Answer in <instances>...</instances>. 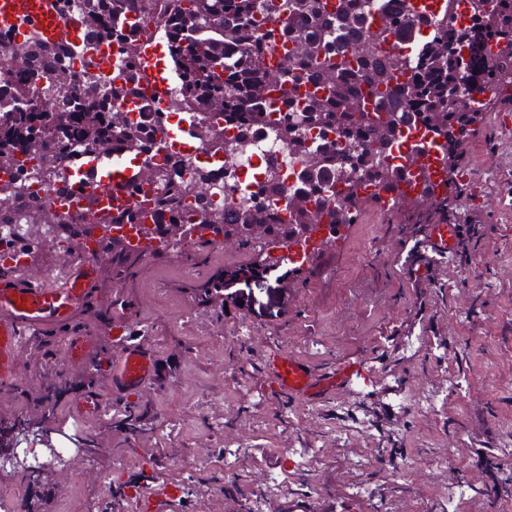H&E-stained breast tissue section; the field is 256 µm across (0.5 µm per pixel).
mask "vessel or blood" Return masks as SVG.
<instances>
[{
	"label": "vessel or blood",
	"instance_id": "obj_1",
	"mask_svg": "<svg viewBox=\"0 0 512 512\" xmlns=\"http://www.w3.org/2000/svg\"><path fill=\"white\" fill-rule=\"evenodd\" d=\"M29 13L42 25L52 40H76L74 27L59 19L55 0H0V21L9 22L13 16ZM402 145L409 153L418 155L413 170L421 185L437 189L435 168L445 161L442 139L430 134L405 135ZM458 227L454 224H435L430 228V243L440 253L452 250ZM111 227L96 225L90 234L91 242L83 246L82 258L72 265L65 281L46 286L35 278L0 277V386L19 384L20 353L28 332L56 328L61 330L59 344L69 364L84 363L102 344L99 335L71 332L70 326L77 311L88 305L95 294L99 274L97 244L110 237ZM269 369L275 387L287 390L302 403L316 401L352 373L351 367L319 376L291 354H270ZM153 373L152 360L137 339H129L122 354L111 361L108 383L113 393L124 395L145 388Z\"/></svg>",
	"mask_w": 512,
	"mask_h": 512
}]
</instances>
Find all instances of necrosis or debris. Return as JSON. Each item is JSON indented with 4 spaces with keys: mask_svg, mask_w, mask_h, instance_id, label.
Here are the masks:
<instances>
[{
    "mask_svg": "<svg viewBox=\"0 0 512 512\" xmlns=\"http://www.w3.org/2000/svg\"><path fill=\"white\" fill-rule=\"evenodd\" d=\"M35 18L19 17L8 24L0 23V61L9 62L17 49L42 39ZM63 59L71 84L82 85L102 74L114 83L135 77L130 68L126 47L102 40L87 51L75 44L65 46ZM184 81L168 74L163 95L143 93L121 106L127 120L134 125L149 126L151 141L147 150L130 155L120 142H113L107 152H99L83 142H70L58 167L42 164L39 155L25 145H16L11 158H0V264L7 271L20 273L27 265L29 246L26 242L30 223L26 202L45 198L48 194L69 198L79 186L76 168L79 160L92 158L110 166L136 160L139 167L152 170L155 178L143 184L141 196L156 200L167 194L170 182L184 189L178 217L186 224L198 220L201 211L217 215L237 208L262 205L272 209L279 223L288 220L283 198L265 193L268 183L282 181L295 185L301 174L307 152L321 141L318 130L307 131L301 147L288 145L279 138L277 129L285 120L281 107H274L263 127L242 135V124L236 116L220 115L216 121L223 134L222 142L209 137L199 117L188 116L184 106ZM24 173H17V165ZM55 219L43 225L44 235L51 238L61 257L55 275H63L77 257L76 237L69 231L76 221L75 213L55 209Z\"/></svg>",
    "mask_w": 512,
    "mask_h": 512,
    "instance_id": "necrosis-or-debris-1",
    "label": "necrosis or debris"
}]
</instances>
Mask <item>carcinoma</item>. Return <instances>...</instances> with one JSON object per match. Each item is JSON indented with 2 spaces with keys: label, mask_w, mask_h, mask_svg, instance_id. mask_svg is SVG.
I'll use <instances>...</instances> for the list:
<instances>
[{
  "label": "carcinoma",
  "mask_w": 512,
  "mask_h": 512,
  "mask_svg": "<svg viewBox=\"0 0 512 512\" xmlns=\"http://www.w3.org/2000/svg\"><path fill=\"white\" fill-rule=\"evenodd\" d=\"M194 8L181 5L167 20L170 37L184 44L177 61L185 78V108L207 114L242 112L246 129L266 124L268 108L274 92L288 88L292 92L305 86L301 103L291 98L283 102L299 105L294 115L279 127L288 143L301 145V131L316 127L334 133L305 160L302 179L315 189L338 183L345 190L336 199L311 203L307 191L287 195L290 222L273 221L261 205L239 208L230 217L218 219L207 212L201 214L198 228L211 237L197 235L195 243L235 248H278L291 241L308 244L317 252L336 242L340 227L353 224L363 205L369 200L382 202L378 193L360 194L358 188L371 181L381 187L398 188L406 182V169L390 160L392 147L404 133L421 123L427 132L443 137L448 158L457 161L458 150L469 135L470 126L479 117L468 103L469 96L460 90L475 63L488 52L494 42L497 70L486 74L485 83L497 86L500 77L512 75V0H471L473 15L461 31L460 42L448 37L444 25L432 15L412 12L406 0H390V15L380 19L371 32L365 26L370 18L369 0H193ZM151 10V0H97L96 13L85 20L82 46L86 49L103 39L118 43L129 34L112 18L136 8ZM406 14L410 26H419L423 53L413 76L395 88V74L407 68L400 54L382 51L378 46L396 39L391 16ZM266 16L277 30H262L260 16ZM276 34L289 44L274 69L265 59L267 38ZM470 49L468 61L460 60V45ZM235 49L230 60L226 50ZM62 55L56 45L47 44L41 54H17L13 69L0 67V89L6 87L13 108L0 125V148L17 140L36 146L56 142L58 134L67 133L77 140L101 147L112 140L131 148H144L150 141L146 129H130L121 102L136 95L135 85L98 81L99 95L89 100L82 90L66 87L59 72ZM53 80L52 110L43 109L30 92L38 81ZM354 146L353 152H340L339 140ZM397 209L448 210V194L435 195L427 189L399 193ZM101 224H132L139 243L117 233L102 242L106 252L101 270L118 283L145 257L141 242L159 235L177 239L180 224H149L136 197L113 199L112 210L98 215ZM265 274L266 269L254 265L247 270L225 269L196 289L199 303L216 306L224 303V280L245 273ZM64 389L47 393L28 412L16 420L23 426L40 423L53 409ZM109 425L130 437L149 430L145 414L122 407L113 411Z\"/></svg>",
  "instance_id": "1"
}]
</instances>
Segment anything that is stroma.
I'll list each match as a JSON object with an SVG mask.
<instances>
[{
    "mask_svg": "<svg viewBox=\"0 0 512 512\" xmlns=\"http://www.w3.org/2000/svg\"><path fill=\"white\" fill-rule=\"evenodd\" d=\"M512 95L493 94L481 121L461 148L448 214L419 217L365 205L355 224L303 274L239 278L220 307H201L195 290L222 269L246 268L252 249L214 248L189 255L159 251L114 285L99 275L92 304L72 329L111 331L90 362L118 357L126 336L111 328L113 298L126 301L130 326L155 364L153 381L119 396L106 375L94 386L103 407L139 404L151 431L130 438L104 417L84 420L71 410L84 390L86 365L68 367L47 353L37 333L20 364L24 381L0 390V422L32 406L37 395L69 384L46 425L71 434L88 429L100 449L77 460L85 473L51 474L28 496H45L47 512L64 502L87 512H253L257 476L270 461L284 463L281 486L268 512H444L449 479L479 488L459 512H512ZM476 224L469 257L436 255L431 225ZM281 350L314 372L350 363L353 376L317 404H302L270 382L267 359ZM442 393L431 411L419 394ZM367 434L350 432L353 418ZM240 449L242 467L225 471L214 454ZM292 448H319L322 456L299 472L287 468ZM447 450L449 469L431 466ZM211 456L183 496L185 461ZM374 464L358 470V459ZM152 457L164 460L157 479L138 476ZM413 459L411 476L401 467ZM114 472L132 498L110 499L100 477ZM370 480L371 499L353 485Z\"/></svg>",
    "mask_w": 512,
    "mask_h": 512,
    "instance_id": "1",
    "label": "stroma"
}]
</instances>
